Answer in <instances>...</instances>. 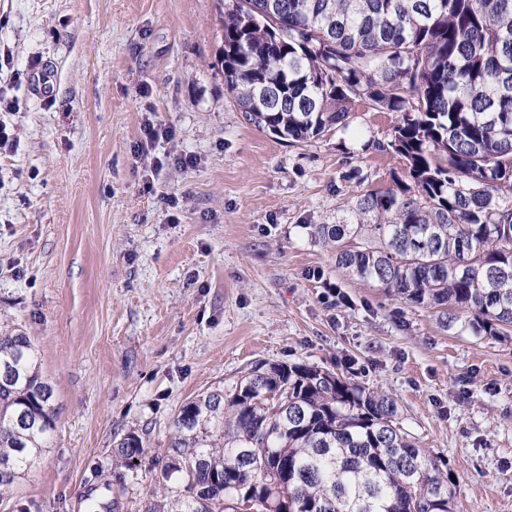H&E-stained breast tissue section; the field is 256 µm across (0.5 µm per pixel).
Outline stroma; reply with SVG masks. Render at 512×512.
Listing matches in <instances>:
<instances>
[{
	"label": "stroma",
	"instance_id": "35a3bbf8",
	"mask_svg": "<svg viewBox=\"0 0 512 512\" xmlns=\"http://www.w3.org/2000/svg\"><path fill=\"white\" fill-rule=\"evenodd\" d=\"M220 11L0 0V86L21 106L0 112L16 136L0 152V316L33 339L58 418L0 512H86L115 481L120 512H142L163 488L144 466L116 476L114 439L133 428L163 455L184 402L259 362L384 391L454 475V512H512V339L444 329L339 275L310 235L405 176L394 113L355 100L348 127L307 143L259 130L224 85ZM147 119L174 137L143 146Z\"/></svg>",
	"mask_w": 512,
	"mask_h": 512
}]
</instances>
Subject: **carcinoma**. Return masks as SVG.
<instances>
[{"label":"carcinoma","instance_id":"1","mask_svg":"<svg viewBox=\"0 0 512 512\" xmlns=\"http://www.w3.org/2000/svg\"><path fill=\"white\" fill-rule=\"evenodd\" d=\"M224 84L248 121L306 142L358 98L397 114L411 183L312 225L336 268L442 327L512 338V0H224ZM24 331L0 321V495L56 431ZM145 458L135 430L112 468ZM146 512H453L450 479L388 395L306 363H258L186 401ZM118 498L88 512H118Z\"/></svg>","mask_w":512,"mask_h":512}]
</instances>
